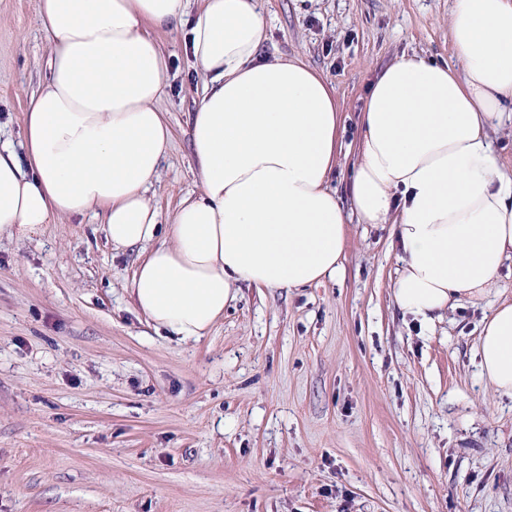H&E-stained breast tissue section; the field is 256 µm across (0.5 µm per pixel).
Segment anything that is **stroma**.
<instances>
[{
	"instance_id": "1",
	"label": "stroma",
	"mask_w": 512,
	"mask_h": 512,
	"mask_svg": "<svg viewBox=\"0 0 512 512\" xmlns=\"http://www.w3.org/2000/svg\"><path fill=\"white\" fill-rule=\"evenodd\" d=\"M262 55H301L336 89L350 201L369 84L400 56L453 62V0H264ZM161 107L164 216L196 187L187 114L200 81L180 31ZM37 0H0V142H20L47 76ZM100 219L0 239V512H512V398L475 348L512 301V264L476 305L420 326L394 303L389 225L349 215L343 269L306 288H240L209 333L155 331Z\"/></svg>"
}]
</instances>
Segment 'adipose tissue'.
<instances>
[{"label":"adipose tissue","mask_w":512,"mask_h":512,"mask_svg":"<svg viewBox=\"0 0 512 512\" xmlns=\"http://www.w3.org/2000/svg\"><path fill=\"white\" fill-rule=\"evenodd\" d=\"M48 76L20 147L0 143V236L91 213L114 249L147 247L131 281L155 330L205 336L244 285L334 279L346 211L390 225L397 307L424 323L478 304L512 260V174L491 132L512 117V0H455L454 63L401 57L369 85L350 208L335 88L302 57L268 59L261 0H38ZM187 29L202 91L187 121L197 189L161 223L153 186L172 143L167 57L151 29ZM488 386L512 397V302L483 323Z\"/></svg>","instance_id":"obj_1"}]
</instances>
